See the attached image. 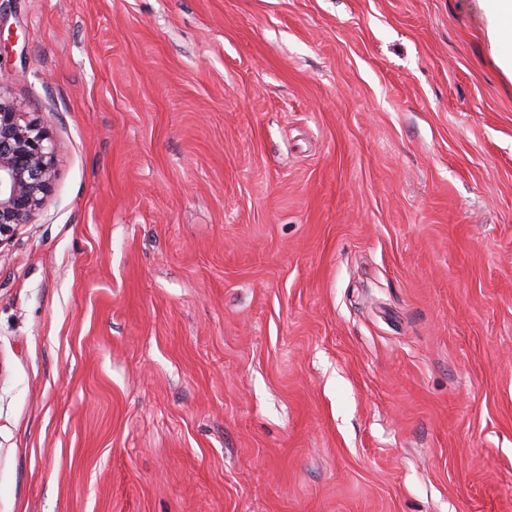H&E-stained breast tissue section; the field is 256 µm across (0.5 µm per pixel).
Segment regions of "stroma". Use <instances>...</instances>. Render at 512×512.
Listing matches in <instances>:
<instances>
[{
	"instance_id": "1",
	"label": "stroma",
	"mask_w": 512,
	"mask_h": 512,
	"mask_svg": "<svg viewBox=\"0 0 512 512\" xmlns=\"http://www.w3.org/2000/svg\"><path fill=\"white\" fill-rule=\"evenodd\" d=\"M490 0H0L52 191L0 243V512H512Z\"/></svg>"
}]
</instances>
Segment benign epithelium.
<instances>
[{"mask_svg":"<svg viewBox=\"0 0 512 512\" xmlns=\"http://www.w3.org/2000/svg\"><path fill=\"white\" fill-rule=\"evenodd\" d=\"M47 127L0 91V237L31 223L55 175Z\"/></svg>","mask_w":512,"mask_h":512,"instance_id":"7a95c632","label":"benign epithelium"}]
</instances>
